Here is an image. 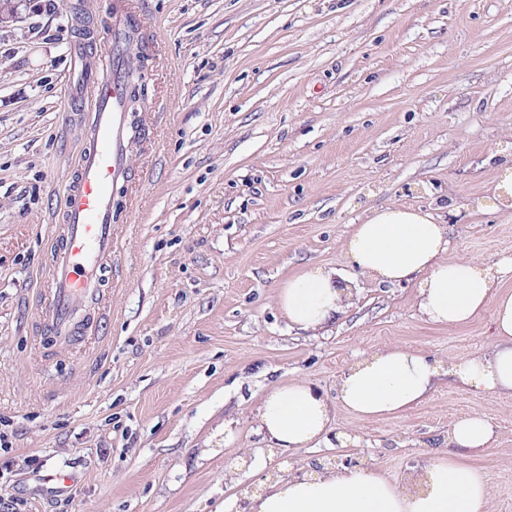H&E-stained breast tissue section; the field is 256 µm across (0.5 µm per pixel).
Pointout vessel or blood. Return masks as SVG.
<instances>
[{"label": "vessel or blood", "mask_w": 512, "mask_h": 512, "mask_svg": "<svg viewBox=\"0 0 512 512\" xmlns=\"http://www.w3.org/2000/svg\"><path fill=\"white\" fill-rule=\"evenodd\" d=\"M127 27V17L116 16L109 49L101 56L80 45L73 51V96L90 98L93 107L77 180L64 194V233L47 280L46 321L65 340L79 334L81 318L100 297V279L112 258V191L130 177L123 93L130 57Z\"/></svg>", "instance_id": "1"}]
</instances>
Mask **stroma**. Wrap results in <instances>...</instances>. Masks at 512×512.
I'll list each match as a JSON object with an SVG mask.
<instances>
[{"label": "stroma", "mask_w": 512, "mask_h": 512, "mask_svg": "<svg viewBox=\"0 0 512 512\" xmlns=\"http://www.w3.org/2000/svg\"><path fill=\"white\" fill-rule=\"evenodd\" d=\"M117 5L141 26L149 98L113 201L116 276L63 341L36 280L90 110L71 104L70 51L105 53ZM510 154L512 0H40L0 30V502L238 512L296 462L350 457L400 481L480 413L499 440L465 462L490 477L489 512H512V398L443 380L396 417L337 408L357 442L295 454L257 421L299 378L335 401L364 351L448 363L491 342V311L434 324L410 285L359 278L355 307L317 337L289 329L277 296L306 266L345 267L340 242L373 205L433 211L457 255L512 259V212L475 209ZM49 468L79 480L53 493Z\"/></svg>", "instance_id": "obj_1"}]
</instances>
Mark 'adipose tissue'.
<instances>
[{
	"mask_svg": "<svg viewBox=\"0 0 512 512\" xmlns=\"http://www.w3.org/2000/svg\"><path fill=\"white\" fill-rule=\"evenodd\" d=\"M450 248L448 227L432 212L396 203L373 207L342 242L347 270L313 266L282 285L277 303L290 328L310 336L328 332L354 306L356 279L362 276L380 284L415 285L419 314L436 324L461 325L492 309L495 339L448 365L409 346L364 352L340 376L333 404L302 379L274 387L258 415L273 447L325 443L338 405L360 419L399 414L424 401L444 377L488 397H512V292L500 289L512 278V260L490 265L452 259ZM496 437L484 415L454 420L447 444L456 455L437 456L426 467V490L417 497L363 465L274 483L256 512H486L491 483L459 457L490 447Z\"/></svg>",
	"mask_w": 512,
	"mask_h": 512,
	"instance_id": "ef3b65f1",
	"label": "adipose tissue"
}]
</instances>
